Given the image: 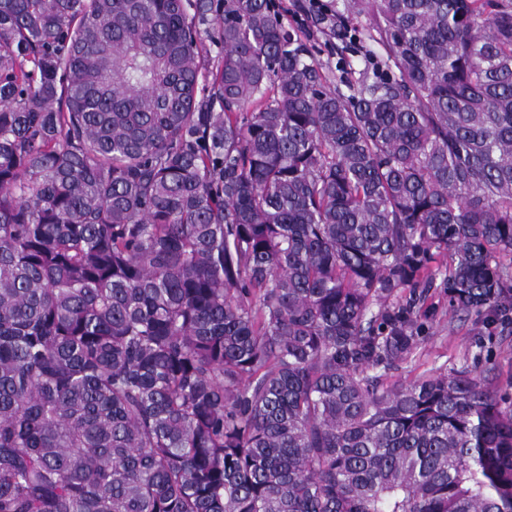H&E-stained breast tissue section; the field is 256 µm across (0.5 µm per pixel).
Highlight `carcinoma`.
I'll return each instance as SVG.
<instances>
[{
    "instance_id": "1",
    "label": "carcinoma",
    "mask_w": 512,
    "mask_h": 512,
    "mask_svg": "<svg viewBox=\"0 0 512 512\" xmlns=\"http://www.w3.org/2000/svg\"><path fill=\"white\" fill-rule=\"evenodd\" d=\"M314 19L357 85L273 0H0V512H512V382L385 383L434 288L512 321V0Z\"/></svg>"
}]
</instances>
